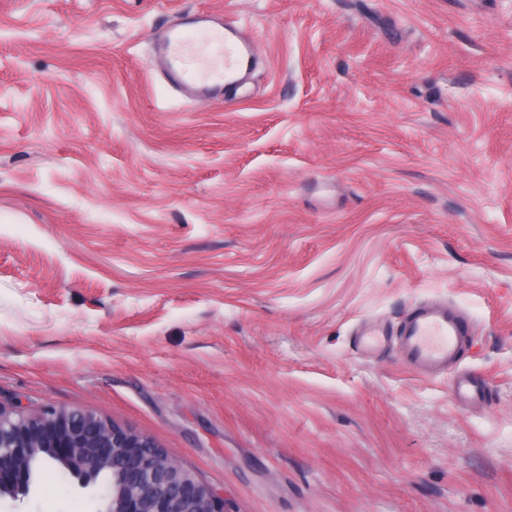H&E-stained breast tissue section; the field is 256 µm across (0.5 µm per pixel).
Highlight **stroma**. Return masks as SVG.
Wrapping results in <instances>:
<instances>
[{"instance_id":"obj_1","label":"stroma","mask_w":512,"mask_h":512,"mask_svg":"<svg viewBox=\"0 0 512 512\" xmlns=\"http://www.w3.org/2000/svg\"><path fill=\"white\" fill-rule=\"evenodd\" d=\"M201 11L261 56L211 99L151 57ZM422 302L472 323L454 367L359 346ZM17 401L132 427L232 512H512V0H0ZM102 508L46 473L0 501Z\"/></svg>"}]
</instances>
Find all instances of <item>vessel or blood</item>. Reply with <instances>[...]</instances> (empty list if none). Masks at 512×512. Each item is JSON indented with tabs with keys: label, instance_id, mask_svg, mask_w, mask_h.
I'll return each instance as SVG.
<instances>
[{
	"label": "vessel or blood",
	"instance_id": "vessel-or-blood-1",
	"mask_svg": "<svg viewBox=\"0 0 512 512\" xmlns=\"http://www.w3.org/2000/svg\"><path fill=\"white\" fill-rule=\"evenodd\" d=\"M200 29L212 32L216 46L210 55L193 52V37L170 28L160 52L170 80L177 84L193 82L201 96L210 97L227 84L241 82L257 64V49L252 35L216 15L199 13ZM403 356L414 370L431 374L453 365L459 358L468 328L462 313L443 304L416 307L404 321L401 331Z\"/></svg>",
	"mask_w": 512,
	"mask_h": 512
}]
</instances>
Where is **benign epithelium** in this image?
Listing matches in <instances>:
<instances>
[{
  "mask_svg": "<svg viewBox=\"0 0 512 512\" xmlns=\"http://www.w3.org/2000/svg\"><path fill=\"white\" fill-rule=\"evenodd\" d=\"M44 460L99 486L103 512H229L224 496L146 435L87 409L0 404V498L26 495Z\"/></svg>",
  "mask_w": 512,
  "mask_h": 512,
  "instance_id": "benign-epithelium-1",
  "label": "benign epithelium"
}]
</instances>
